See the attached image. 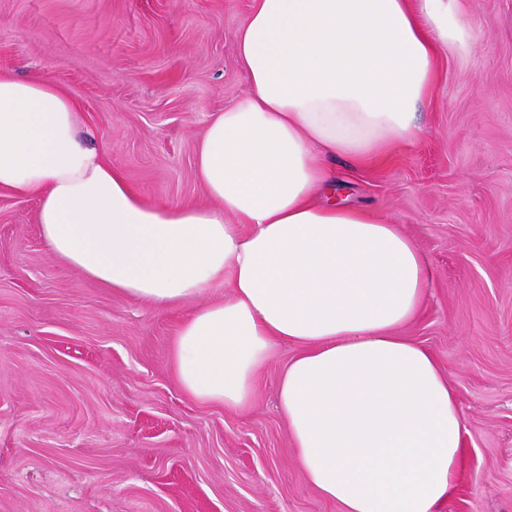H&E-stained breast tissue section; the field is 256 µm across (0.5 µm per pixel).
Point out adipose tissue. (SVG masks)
I'll use <instances>...</instances> for the list:
<instances>
[{"label": "adipose tissue", "instance_id": "adipose-tissue-1", "mask_svg": "<svg viewBox=\"0 0 512 512\" xmlns=\"http://www.w3.org/2000/svg\"><path fill=\"white\" fill-rule=\"evenodd\" d=\"M458 0H253L237 36L250 93L214 113L196 175L209 206L147 202L77 131L52 82L0 73V189L39 200L48 249L101 286L171 307L221 283L170 360L194 400L245 412L278 381L306 482L342 512H435L463 454L457 397L401 330L432 273L401 225L322 202L329 159L366 168L419 137L437 60L464 43Z\"/></svg>", "mask_w": 512, "mask_h": 512}]
</instances>
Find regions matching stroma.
Masks as SVG:
<instances>
[{
	"label": "stroma",
	"mask_w": 512,
	"mask_h": 512,
	"mask_svg": "<svg viewBox=\"0 0 512 512\" xmlns=\"http://www.w3.org/2000/svg\"><path fill=\"white\" fill-rule=\"evenodd\" d=\"M252 0H0V72L79 105L81 135L148 201L206 205L196 145L248 92ZM419 141L369 169L339 157L336 200L402 225L432 269L403 333L454 387L464 454L436 512H512V0H459ZM102 287L43 243L36 197L0 190V512H340L310 488L278 410V347L248 412L199 403L170 364L180 321Z\"/></svg>",
	"instance_id": "obj_1"
}]
</instances>
